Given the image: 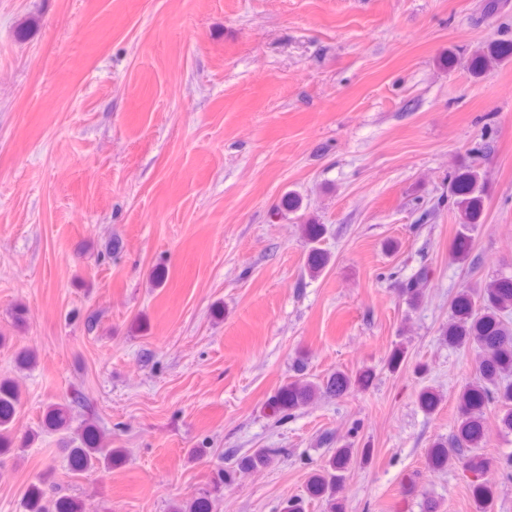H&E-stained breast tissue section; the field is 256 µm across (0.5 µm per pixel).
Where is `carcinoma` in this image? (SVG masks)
<instances>
[{
	"mask_svg": "<svg viewBox=\"0 0 512 512\" xmlns=\"http://www.w3.org/2000/svg\"><path fill=\"white\" fill-rule=\"evenodd\" d=\"M512 54V39H499L488 53L476 57V67L489 71L503 56ZM448 188L458 215L460 232L450 251L453 260L464 263L471 250L470 231L475 227L483 208L481 176L477 167L448 178ZM444 339L453 348L476 351L480 362L474 377L458 396L460 423L451 440L442 438L433 442L428 453V464L442 469L455 457L475 473L490 467V462L476 453L485 435V411L492 405L499 407L498 423L502 431L512 433V276H501L477 288L461 291L452 301L448 327ZM297 378L283 385L275 394V411L287 413L313 400L323 392L341 397L351 386L366 385L371 373L351 376L342 371L331 373L321 383L304 376L305 364L297 361L294 366ZM21 396L14 382L0 380V452L6 450L11 439L6 435ZM275 448H257L238 459L236 467H229L218 474L219 483L232 484L238 473L268 466ZM116 456V450L101 445L99 436L92 430L86 432L82 446L71 450L70 469L75 472L98 470ZM353 460V449L344 444L334 449L327 464L313 474L307 490L309 495L323 499L330 512H343L338 492L344 472ZM474 498L479 512H491L494 494L485 483L474 485ZM214 502L198 497L185 508L175 512H214ZM26 512H77V506L68 498H49L34 487L26 497Z\"/></svg>",
	"mask_w": 512,
	"mask_h": 512,
	"instance_id": "carcinoma-1",
	"label": "carcinoma"
}]
</instances>
